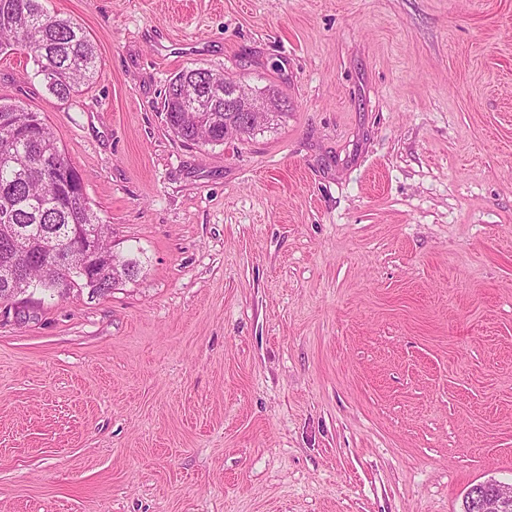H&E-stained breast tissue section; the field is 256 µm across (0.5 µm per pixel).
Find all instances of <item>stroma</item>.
Segmentation results:
<instances>
[{"mask_svg":"<svg viewBox=\"0 0 512 512\" xmlns=\"http://www.w3.org/2000/svg\"><path fill=\"white\" fill-rule=\"evenodd\" d=\"M89 88L0 54L140 272L0 304V512H462L512 485V0H45ZM204 67L282 92L217 145ZM213 72L203 67H187L174 75L163 94V112L169 129L181 140L192 143L221 144L228 135H239L237 125L243 112V126H249L253 112H260L264 119L272 115L270 100L259 91L240 81H218ZM213 84L219 89H213ZM224 84V86H223ZM247 96H243V89ZM230 108L233 112H224Z\"/></svg>","mask_w":512,"mask_h":512,"instance_id":"35a3bbf8","label":"stroma"}]
</instances>
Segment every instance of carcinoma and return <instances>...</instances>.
I'll use <instances>...</instances> for the list:
<instances>
[{
  "label": "carcinoma",
  "instance_id": "cac0c4a2",
  "mask_svg": "<svg viewBox=\"0 0 512 512\" xmlns=\"http://www.w3.org/2000/svg\"><path fill=\"white\" fill-rule=\"evenodd\" d=\"M23 50L37 66L46 90L64 101L93 83L100 60L89 33L70 18L52 15L42 0H0V52ZM224 81L203 67L174 75L163 94L169 129L181 140L221 144L238 134L240 113L224 111ZM48 154L62 156L39 112L0 100V302L16 288L13 274L45 290L65 293L57 273L41 258L48 237L70 240L96 226L100 264H117L136 277L132 258L112 259L105 222L83 195H71L40 164Z\"/></svg>",
  "mask_w": 512,
  "mask_h": 512
}]
</instances>
